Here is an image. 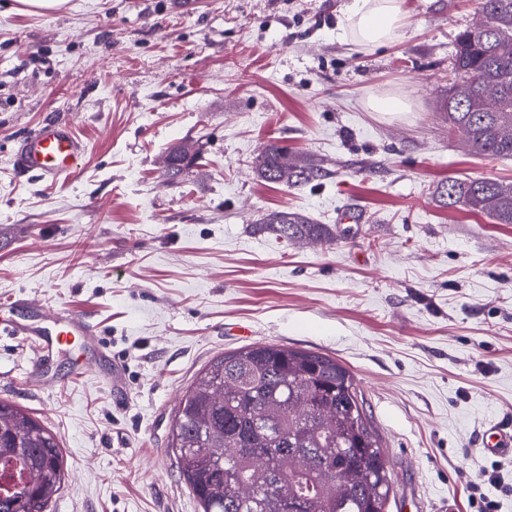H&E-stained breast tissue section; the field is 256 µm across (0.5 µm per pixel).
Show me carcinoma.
Here are the masks:
<instances>
[{
	"label": "carcinoma",
	"instance_id": "1",
	"mask_svg": "<svg viewBox=\"0 0 512 512\" xmlns=\"http://www.w3.org/2000/svg\"><path fill=\"white\" fill-rule=\"evenodd\" d=\"M454 66L461 80L442 100L448 131L487 159L512 158V0H480L479 21L460 33ZM178 144L163 160L172 181L201 155ZM271 183L302 186L320 165L270 144L254 161ZM496 224H512V183L450 180L439 191ZM257 232L287 244L337 238L286 209L264 213ZM169 450L202 512H386L392 481L360 381L336 358L274 343L212 360L182 396ZM0 471L23 472L34 492L0 483V512H48L65 480V461L51 429L19 405L0 400Z\"/></svg>",
	"mask_w": 512,
	"mask_h": 512
}]
</instances>
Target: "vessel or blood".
Masks as SVG:
<instances>
[{"label": "vessel or blood", "mask_w": 512, "mask_h": 512, "mask_svg": "<svg viewBox=\"0 0 512 512\" xmlns=\"http://www.w3.org/2000/svg\"><path fill=\"white\" fill-rule=\"evenodd\" d=\"M85 152L86 145L75 135L69 120H51L23 136L13 158V167L17 172H33L55 181L72 174ZM21 304L28 312L27 318L2 321L0 331L22 337L31 344L35 351L29 371L32 379L45 380V365L73 343H80L94 355H101L98 330L90 316L71 311L48 321L35 302L25 298ZM482 451L490 456L512 452V426L491 425L485 432Z\"/></svg>", "instance_id": "vessel-or-blood-1"}]
</instances>
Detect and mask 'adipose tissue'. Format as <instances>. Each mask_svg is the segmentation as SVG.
I'll list each match as a JSON object with an SVG mask.
<instances>
[{
  "label": "adipose tissue",
  "instance_id": "ef3b65f1",
  "mask_svg": "<svg viewBox=\"0 0 512 512\" xmlns=\"http://www.w3.org/2000/svg\"><path fill=\"white\" fill-rule=\"evenodd\" d=\"M408 24L403 0H348L343 11V29L355 44L384 45L400 38Z\"/></svg>",
  "mask_w": 512,
  "mask_h": 512
}]
</instances>
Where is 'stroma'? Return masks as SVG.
<instances>
[{
  "instance_id": "stroma-1",
  "label": "stroma",
  "mask_w": 512,
  "mask_h": 512,
  "mask_svg": "<svg viewBox=\"0 0 512 512\" xmlns=\"http://www.w3.org/2000/svg\"><path fill=\"white\" fill-rule=\"evenodd\" d=\"M344 0H0V319L19 299L90 312L121 391L74 348L29 386L21 339L0 333V398L59 438L65 483L49 512H201L168 450L183 391L258 343L329 354L364 391L392 475L387 512H477L471 486L512 455L480 450L512 424V224L446 207L451 179L512 181V159L468 152L435 109L457 80V34L478 0H404L405 36L344 37ZM404 99L395 116L372 111ZM68 119L77 172L17 174L18 142ZM201 141L179 181L169 148ZM323 172L258 177L267 144ZM337 225L330 245L253 229L270 210Z\"/></svg>"
}]
</instances>
